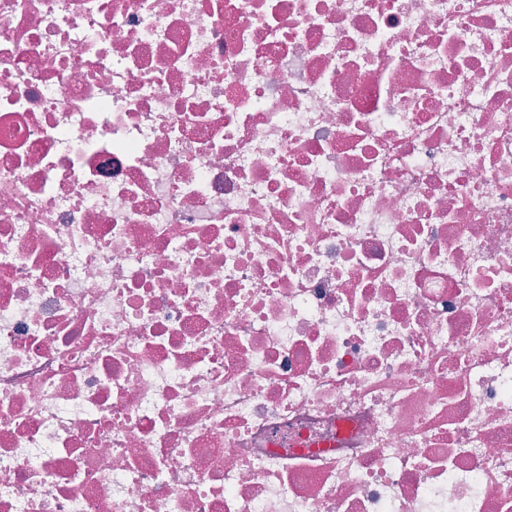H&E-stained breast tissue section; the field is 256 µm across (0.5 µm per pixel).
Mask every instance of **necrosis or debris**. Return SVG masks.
<instances>
[{"label": "necrosis or debris", "instance_id": "obj_1", "mask_svg": "<svg viewBox=\"0 0 512 512\" xmlns=\"http://www.w3.org/2000/svg\"><path fill=\"white\" fill-rule=\"evenodd\" d=\"M0 512H512V0H0Z\"/></svg>", "mask_w": 512, "mask_h": 512}]
</instances>
